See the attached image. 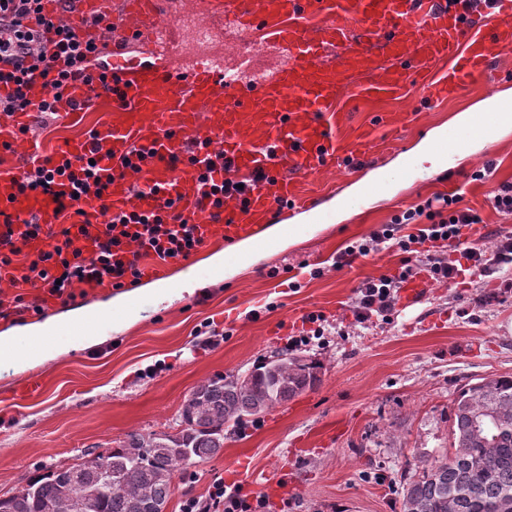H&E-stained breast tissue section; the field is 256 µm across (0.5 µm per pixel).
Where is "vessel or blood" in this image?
Listing matches in <instances>:
<instances>
[{
    "label": "vessel or blood",
    "instance_id": "obj_1",
    "mask_svg": "<svg viewBox=\"0 0 512 512\" xmlns=\"http://www.w3.org/2000/svg\"><path fill=\"white\" fill-rule=\"evenodd\" d=\"M43 0L44 13L104 48L117 77L112 94L82 84L57 106L60 123H72L84 106L105 104L107 120L86 138L70 140V158L92 148L121 161L145 152L144 160L114 175L113 206L136 211L158 207L157 188L181 199L189 222L205 238L225 245L250 241L264 247L260 230L288 212L313 207L296 179L327 168L341 171L366 158L372 131L346 132L348 100L372 105L404 96L409 69L423 72L430 102L454 99L512 51V0H203L211 17L263 47L281 50L284 62L262 83L250 84L203 60L176 64L175 29L163 27L167 0ZM375 129L400 137L404 112L374 113ZM15 119L0 114V210L15 222L49 229L60 223L68 187L53 193H22L20 164L41 165L40 145L29 141L23 157L13 150ZM210 141L224 155V176L235 187L214 209L198 181L196 166L169 167L193 142ZM429 286L425 274L401 284V304L417 303Z\"/></svg>",
    "mask_w": 512,
    "mask_h": 512
}]
</instances>
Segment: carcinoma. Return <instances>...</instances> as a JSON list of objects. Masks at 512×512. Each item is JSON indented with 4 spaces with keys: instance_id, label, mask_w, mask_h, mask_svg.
Masks as SVG:
<instances>
[{
    "instance_id": "obj_1",
    "label": "carcinoma",
    "mask_w": 512,
    "mask_h": 512,
    "mask_svg": "<svg viewBox=\"0 0 512 512\" xmlns=\"http://www.w3.org/2000/svg\"><path fill=\"white\" fill-rule=\"evenodd\" d=\"M319 363L287 356L236 379L216 374L194 389L182 412L178 438L131 432L105 454H86L29 479L0 496V512H146L164 505L184 471L220 453L224 431L265 414L320 381ZM492 408L504 423L487 440L474 435L472 418ZM452 452L425 463L401 486V512H499L512 499V376L483 378L460 390L453 407Z\"/></svg>"
}]
</instances>
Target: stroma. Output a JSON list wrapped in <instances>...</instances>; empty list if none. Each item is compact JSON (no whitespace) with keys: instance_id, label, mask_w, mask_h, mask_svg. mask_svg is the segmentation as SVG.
Returning <instances> with one entry per match:
<instances>
[{"instance_id":"obj_1","label":"stroma","mask_w":512,"mask_h":512,"mask_svg":"<svg viewBox=\"0 0 512 512\" xmlns=\"http://www.w3.org/2000/svg\"><path fill=\"white\" fill-rule=\"evenodd\" d=\"M495 76L462 89L450 101L426 106L419 87L384 112H409L415 121L392 151L369 156L356 173L329 169L300 181L328 215L318 229L280 235L266 226L264 254L237 244L206 242L187 263L175 262L171 282L194 275L192 289L172 299L141 281L128 288L102 285L85 299L55 305L48 319L63 323L79 313L103 311L112 324L103 335L56 359L22 367L0 363V496L22 490L38 471L74 463L92 447L116 446L133 431L173 432L194 388L217 374H243L280 358L310 313L327 318L325 332L299 350L322 366L319 384L257 421L224 433L223 451L189 465L176 479L169 512L188 497H207L212 485H240L243 495L265 496L264 512H400L396 488L425 462L450 450L449 416L461 388L484 377L512 376V273L462 275L434 283L422 299L395 305L387 318L356 323L354 288L396 273L401 252L383 249L336 269L337 252L369 235L391 216L436 192L462 195L483 222L470 246L491 250L512 236V217L495 211L490 197L512 183V133L478 158L448 169L414 167L373 204L332 219L334 199L356 189L376 168L398 167L437 129L493 92L512 91V51L494 65ZM99 111L80 122L31 123L30 137L46 153L102 124ZM495 171L475 179L484 162ZM234 261H227L228 253ZM226 259L214 275V256ZM42 389L17 399L29 375Z\"/></svg>"}]
</instances>
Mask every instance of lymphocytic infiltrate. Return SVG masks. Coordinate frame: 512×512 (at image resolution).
Returning a JSON list of instances; mask_svg holds the SVG:
<instances>
[{
  "instance_id": "1",
  "label": "lymphocytic infiltrate",
  "mask_w": 512,
  "mask_h": 512,
  "mask_svg": "<svg viewBox=\"0 0 512 512\" xmlns=\"http://www.w3.org/2000/svg\"><path fill=\"white\" fill-rule=\"evenodd\" d=\"M40 2L0 0V61L10 64L7 79L14 85L11 95L0 100V112H28L35 108L52 115L71 83L80 81L91 89L108 91L115 80L111 68L100 61L101 49L68 29L55 26L42 15ZM36 77L43 80L48 96L35 106L27 89ZM112 168L111 156L94 151L75 160L51 155L44 166L22 171V191L49 194L58 183L65 182L70 201L63 207L61 224L48 233L30 222L15 224L11 215L0 210V226L8 228L7 233H0V280L16 289L12 301L0 305L1 317L25 313L41 316L47 300L73 304L85 297L91 287H125L142 277V259L185 260L203 245L197 225L184 219L177 199L170 196L163 198L157 211L149 213H116L111 207H103V222L90 225L80 202L89 195L106 198ZM461 201L457 194L434 193L337 253L335 266L339 269L389 243L403 254L398 273L369 279L355 287L352 312L356 323L388 316L400 284L420 270H427L437 282L454 279L466 261L475 270L488 274L512 270L511 238L498 241L490 252L472 248L464 251L461 259L449 258L448 246L459 242L464 230L482 221L475 210L462 206ZM408 224L417 225V233L401 236V229ZM42 234L48 238L46 248L31 252L30 240ZM90 235L95 238L97 250L88 256L79 241ZM133 242L142 247V256L125 260V249ZM30 289L35 292L31 298L26 295Z\"/></svg>"
}]
</instances>
